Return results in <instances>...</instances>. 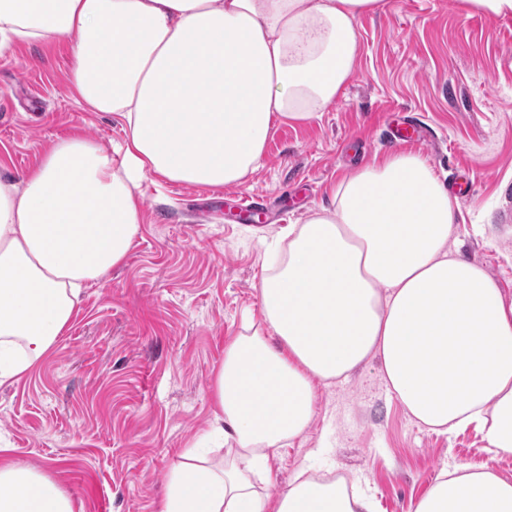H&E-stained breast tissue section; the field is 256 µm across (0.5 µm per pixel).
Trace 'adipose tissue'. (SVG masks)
<instances>
[{
  "label": "adipose tissue",
  "instance_id": "adipose-tissue-1",
  "mask_svg": "<svg viewBox=\"0 0 512 512\" xmlns=\"http://www.w3.org/2000/svg\"><path fill=\"white\" fill-rule=\"evenodd\" d=\"M381 0H0V56L65 42L76 100L127 130L57 139L0 180V385L28 374L75 319L83 288L140 234L146 175L221 188L262 159L276 124L310 120L350 77L356 24ZM333 210L266 244L263 324L215 375L214 411L182 449L157 512H374L343 478L296 476L276 502L269 459L302 436L317 386L379 359L390 393L440 433L475 426L512 453V296L449 243L452 198L395 153L341 180ZM0 512H76L48 468L0 459ZM409 512H512V479L444 470Z\"/></svg>",
  "mask_w": 512,
  "mask_h": 512
}]
</instances>
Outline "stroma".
I'll return each instance as SVG.
<instances>
[{
  "instance_id": "1",
  "label": "stroma",
  "mask_w": 512,
  "mask_h": 512,
  "mask_svg": "<svg viewBox=\"0 0 512 512\" xmlns=\"http://www.w3.org/2000/svg\"><path fill=\"white\" fill-rule=\"evenodd\" d=\"M352 75L335 101L271 132L243 194L284 197L285 222L330 206L337 184L392 153L388 129L411 115L430 132L406 150L455 198L454 250L512 294V17L462 0H383L357 22ZM66 45H18L0 57V177L20 178L56 139L121 141L113 116L80 107ZM143 220L124 263L85 288L53 350L0 386V448L50 467L82 512H156L178 451L204 428L225 348L261 321L260 237L280 226L240 219L212 188L142 183ZM488 466L512 478V454L475 428L441 435L416 424L390 394L378 360L317 390L306 433L270 459L272 494L296 472L367 486L375 512H408L449 465Z\"/></svg>"
}]
</instances>
